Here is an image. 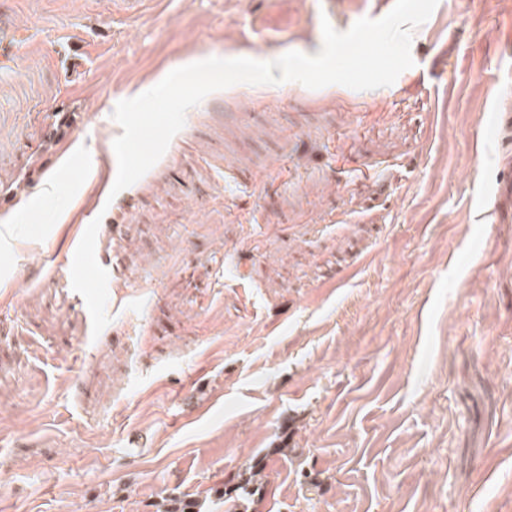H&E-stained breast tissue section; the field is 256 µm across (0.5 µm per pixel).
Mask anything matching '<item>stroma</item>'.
<instances>
[{"label": "stroma", "mask_w": 512, "mask_h": 512, "mask_svg": "<svg viewBox=\"0 0 512 512\" xmlns=\"http://www.w3.org/2000/svg\"><path fill=\"white\" fill-rule=\"evenodd\" d=\"M394 3L0 0V512H228L256 464L247 512H512V11L438 0L387 87L209 94L112 190L120 100ZM263 470V466L258 464L252 466L250 470H246L238 476L240 480L233 490L224 491V497L227 496L226 499L228 500L232 499V508L234 510L237 507L244 506V502L252 501L253 497L261 491Z\"/></svg>", "instance_id": "stroma-1"}]
</instances>
